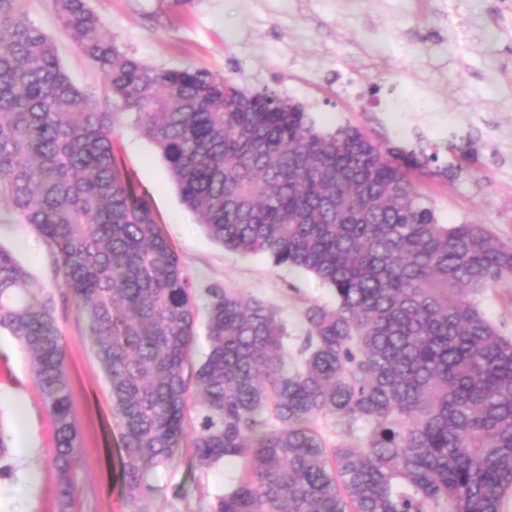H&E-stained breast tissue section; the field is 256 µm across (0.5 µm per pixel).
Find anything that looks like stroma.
Wrapping results in <instances>:
<instances>
[{
    "label": "stroma",
    "mask_w": 512,
    "mask_h": 512,
    "mask_svg": "<svg viewBox=\"0 0 512 512\" xmlns=\"http://www.w3.org/2000/svg\"><path fill=\"white\" fill-rule=\"evenodd\" d=\"M106 30L129 54L161 69L193 66L253 89L271 86L310 105L320 127L352 124L373 139L462 165L445 182L425 183L442 221L486 225L512 242V0H89ZM30 20L55 44L74 85L108 106L101 73L57 20L51 0H24ZM117 156L154 199L158 222L207 304L219 283L277 306L292 334L312 303L335 307L334 291L313 275L275 266L213 241L181 202L165 160L126 116L114 134ZM471 160L460 163V151ZM0 247L49 293L58 288L45 242L0 205ZM68 354L72 414L81 454L71 512H207L236 463L188 469L183 459L150 469L137 504L123 490L121 428L85 319L59 308ZM31 360L0 333V388L25 394L40 448L32 463L47 477L36 501L15 476L0 480L19 512H59L49 471L53 422L30 375Z\"/></svg>",
    "instance_id": "35a3bbf8"
}]
</instances>
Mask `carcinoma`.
<instances>
[{
  "label": "carcinoma",
  "instance_id": "carcinoma-1",
  "mask_svg": "<svg viewBox=\"0 0 512 512\" xmlns=\"http://www.w3.org/2000/svg\"><path fill=\"white\" fill-rule=\"evenodd\" d=\"M118 107L73 84L21 0H0V202L46 242L84 315L123 432V481L191 448L240 470L210 512H503L512 496V336L478 297L512 281V244L447 224L420 179L438 157L320 127L305 106L193 68L159 69L107 36L88 0H52ZM133 114L181 202L225 249L311 273L336 307L280 312L213 285L193 361L196 288L151 196L116 156ZM31 354L55 426L61 512L80 453L56 300L0 248V330ZM341 425L335 442L321 419Z\"/></svg>",
  "mask_w": 512,
  "mask_h": 512
}]
</instances>
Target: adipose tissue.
Masks as SVG:
<instances>
[{
	"label": "adipose tissue",
	"instance_id": "adipose-tissue-1",
	"mask_svg": "<svg viewBox=\"0 0 512 512\" xmlns=\"http://www.w3.org/2000/svg\"><path fill=\"white\" fill-rule=\"evenodd\" d=\"M8 405L12 413V426L9 434L12 454L15 461L22 463L19 480L27 493H37L45 480L43 471L30 463L37 449L31 439L30 407L22 393L13 390H0V405Z\"/></svg>",
	"mask_w": 512,
	"mask_h": 512
}]
</instances>
